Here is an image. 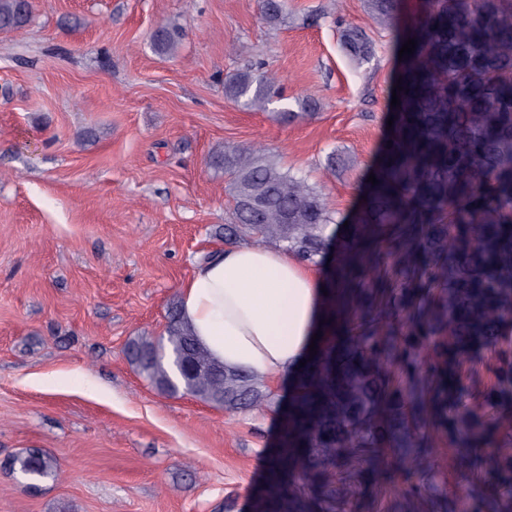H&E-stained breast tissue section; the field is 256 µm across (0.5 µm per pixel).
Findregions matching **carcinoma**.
<instances>
[{"mask_svg": "<svg viewBox=\"0 0 512 512\" xmlns=\"http://www.w3.org/2000/svg\"><path fill=\"white\" fill-rule=\"evenodd\" d=\"M375 24L389 33L400 105L376 160L378 184L364 182L360 209L348 222L344 249L361 254L357 288L334 280L317 354L296 375L298 394L287 416L278 465L298 480L282 505L279 486L262 496L260 512H351L352 501L380 459L404 476L396 488L411 512H448L446 484L431 449L449 447L476 458L463 491L466 512H512V0H422L400 18L401 0H370ZM284 0H260L269 23ZM32 0H0V31L31 20ZM416 42L398 58L402 45ZM179 28L150 34L157 53L173 56ZM343 42L357 65L376 53L364 31L348 28ZM227 97L261 110L279 97L276 80L238 72ZM209 167L229 177L233 223L224 241L279 246L319 265L325 229L335 220L323 187L284 169L273 152L217 150ZM387 242L383 252L376 250ZM489 349L494 381L469 406L456 372ZM132 364L167 396L189 395L229 413L276 405L266 382L224 368L199 343L173 302L164 334L127 348ZM9 471L36 490L57 479L54 456L29 448Z\"/></svg>", "mask_w": 512, "mask_h": 512, "instance_id": "1", "label": "carcinoma"}]
</instances>
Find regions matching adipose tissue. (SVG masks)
Returning a JSON list of instances; mask_svg holds the SVG:
<instances>
[{
  "label": "adipose tissue",
  "mask_w": 512,
  "mask_h": 512,
  "mask_svg": "<svg viewBox=\"0 0 512 512\" xmlns=\"http://www.w3.org/2000/svg\"><path fill=\"white\" fill-rule=\"evenodd\" d=\"M179 299L183 319L214 358L271 383L286 381L307 359L325 311L311 266L253 243L200 263Z\"/></svg>",
  "instance_id": "obj_1"
}]
</instances>
